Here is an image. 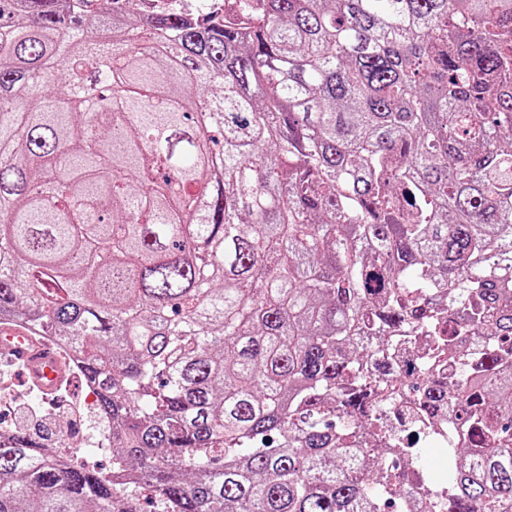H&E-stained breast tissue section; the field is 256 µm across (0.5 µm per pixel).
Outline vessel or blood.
<instances>
[{"label":"vessel or blood","instance_id":"vessel-or-blood-1","mask_svg":"<svg viewBox=\"0 0 512 512\" xmlns=\"http://www.w3.org/2000/svg\"><path fill=\"white\" fill-rule=\"evenodd\" d=\"M0 353L20 361L32 381L53 392L66 377L67 363L50 345L10 326L0 327Z\"/></svg>","mask_w":512,"mask_h":512}]
</instances>
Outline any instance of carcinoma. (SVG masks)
Wrapping results in <instances>:
<instances>
[{"mask_svg":"<svg viewBox=\"0 0 512 512\" xmlns=\"http://www.w3.org/2000/svg\"><path fill=\"white\" fill-rule=\"evenodd\" d=\"M100 2L0 0V314L112 473L14 427L0 512H512V0ZM67 388V392L65 393V389ZM63 393V398L59 399V404H69L75 405L81 402L83 407V392L80 386V380L78 378L73 377L70 378L68 386L64 384L61 389L55 394L56 396ZM58 394V395H57ZM55 396V397H56ZM84 399L88 410L95 411L96 405V394L95 390L92 386L86 384L84 391ZM87 409L83 407V414L81 417L74 419L72 421V425L69 428V431L66 435L74 437L78 442V448H93L94 442L96 441L98 435L101 433V424L99 423L97 416L87 412Z\"/></svg>","mask_w":512,"mask_h":512,"instance_id":"1","label":"carcinoma"}]
</instances>
